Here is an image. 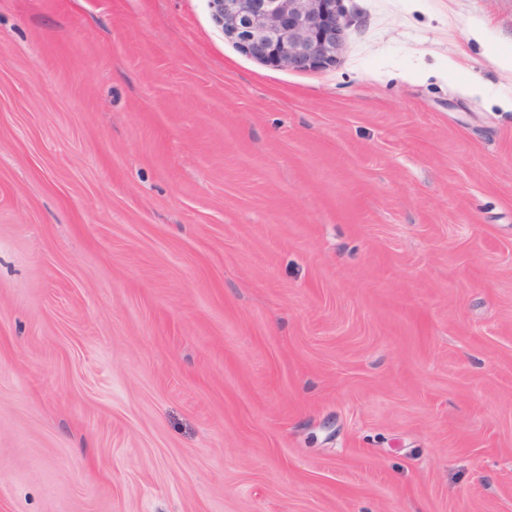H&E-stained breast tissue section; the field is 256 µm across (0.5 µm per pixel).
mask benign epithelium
<instances>
[{"mask_svg": "<svg viewBox=\"0 0 512 512\" xmlns=\"http://www.w3.org/2000/svg\"><path fill=\"white\" fill-rule=\"evenodd\" d=\"M340 0H210L224 32L251 56L287 68L334 60Z\"/></svg>", "mask_w": 512, "mask_h": 512, "instance_id": "benign-epithelium-1", "label": "benign epithelium"}]
</instances>
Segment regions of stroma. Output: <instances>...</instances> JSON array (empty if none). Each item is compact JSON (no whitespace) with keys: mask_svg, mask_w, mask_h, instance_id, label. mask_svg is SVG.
Listing matches in <instances>:
<instances>
[{"mask_svg":"<svg viewBox=\"0 0 512 512\" xmlns=\"http://www.w3.org/2000/svg\"><path fill=\"white\" fill-rule=\"evenodd\" d=\"M340 6L0 0V512H512V0ZM224 32L251 56L287 68L334 60L340 0H210Z\"/></svg>","mask_w":512,"mask_h":512,"instance_id":"35a3bbf8","label":"stroma"}]
</instances>
